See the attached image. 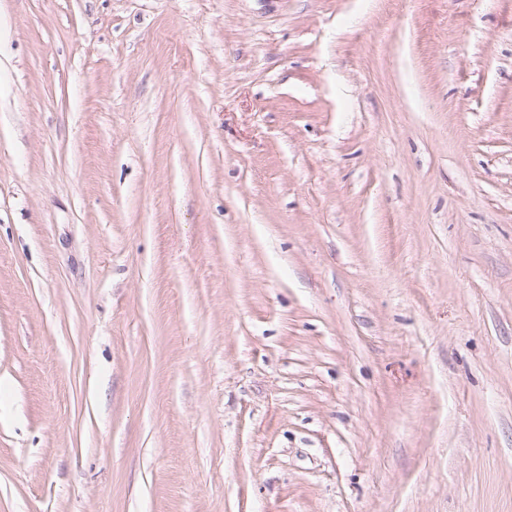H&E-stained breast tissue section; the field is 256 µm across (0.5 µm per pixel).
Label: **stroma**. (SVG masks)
<instances>
[{"mask_svg":"<svg viewBox=\"0 0 512 512\" xmlns=\"http://www.w3.org/2000/svg\"><path fill=\"white\" fill-rule=\"evenodd\" d=\"M0 512H512V0H0Z\"/></svg>","mask_w":512,"mask_h":512,"instance_id":"obj_1","label":"stroma"}]
</instances>
